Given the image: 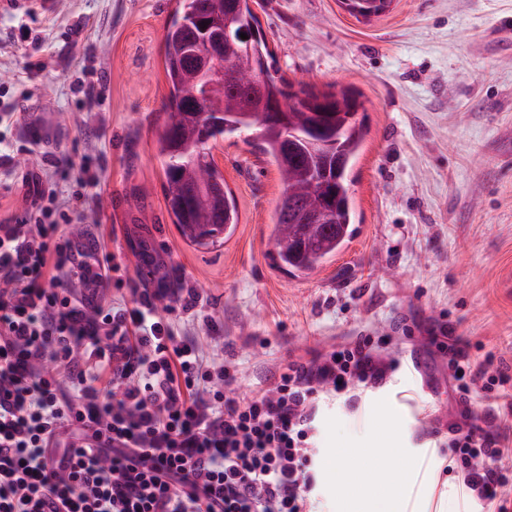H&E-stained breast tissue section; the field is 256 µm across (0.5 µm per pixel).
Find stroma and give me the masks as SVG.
Here are the masks:
<instances>
[{
	"mask_svg": "<svg viewBox=\"0 0 512 512\" xmlns=\"http://www.w3.org/2000/svg\"><path fill=\"white\" fill-rule=\"evenodd\" d=\"M175 0H51L48 10L0 11V182L46 171L72 203L85 249L117 265L96 303L131 307L133 289L156 293L177 336L229 365L233 392L268 389L292 361L372 337L398 370L358 399H321L315 512H342L325 462L397 451L407 473L401 512H480L443 472L448 426L483 415L481 389L459 399L447 355L431 334L462 337L488 375L512 378V0H393L362 22L338 0H258L254 10L279 72L323 91L353 86L368 129L352 172L358 231L309 277L271 260L283 186L249 135L211 154L237 203L222 246L186 243L167 210L158 136L166 118L163 37ZM90 79L93 97L78 92ZM98 179L75 199L84 163ZM196 290L200 303L178 298Z\"/></svg>",
	"mask_w": 512,
	"mask_h": 512,
	"instance_id": "obj_1",
	"label": "stroma"
}]
</instances>
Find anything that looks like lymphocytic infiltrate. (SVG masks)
Masks as SVG:
<instances>
[{
	"instance_id": "obj_1",
	"label": "lymphocytic infiltrate",
	"mask_w": 512,
	"mask_h": 512,
	"mask_svg": "<svg viewBox=\"0 0 512 512\" xmlns=\"http://www.w3.org/2000/svg\"><path fill=\"white\" fill-rule=\"evenodd\" d=\"M21 188L23 212L0 221V512H311L318 396L385 375L372 337L229 395L213 385L229 368L177 339L149 292L85 313L66 286L90 273L59 233L68 205L37 175ZM431 342L459 393L492 401L483 425L451 426L452 469L483 512H512V438L495 423L512 396L458 338Z\"/></svg>"
}]
</instances>
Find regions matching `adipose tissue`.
<instances>
[{
    "label": "adipose tissue",
    "instance_id": "1",
    "mask_svg": "<svg viewBox=\"0 0 512 512\" xmlns=\"http://www.w3.org/2000/svg\"><path fill=\"white\" fill-rule=\"evenodd\" d=\"M327 468L331 477L350 483L353 500L372 501L374 512H400L402 481L401 462L398 457L385 455L383 466L372 467V478L366 483L352 481L348 469L339 460H329Z\"/></svg>",
    "mask_w": 512,
    "mask_h": 512
}]
</instances>
